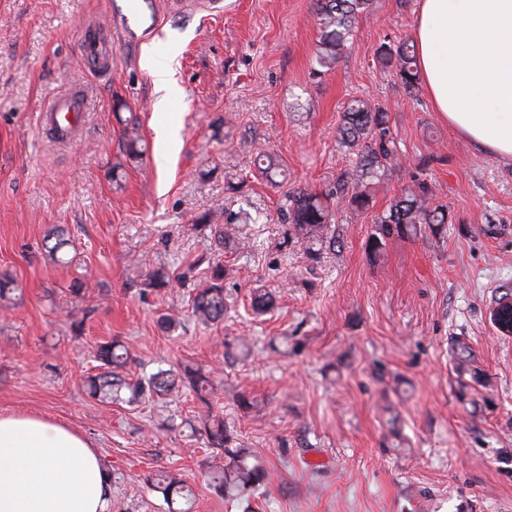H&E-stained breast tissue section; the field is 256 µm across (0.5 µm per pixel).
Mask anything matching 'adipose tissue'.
<instances>
[{
    "label": "adipose tissue",
    "mask_w": 512,
    "mask_h": 512,
    "mask_svg": "<svg viewBox=\"0 0 512 512\" xmlns=\"http://www.w3.org/2000/svg\"><path fill=\"white\" fill-rule=\"evenodd\" d=\"M435 112L482 152L512 160V0H420L413 30ZM110 473L80 433L0 413V512H108Z\"/></svg>",
    "instance_id": "ef3b65f1"
}]
</instances>
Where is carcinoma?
Here are the masks:
<instances>
[{"instance_id": "obj_1", "label": "carcinoma", "mask_w": 512, "mask_h": 512, "mask_svg": "<svg viewBox=\"0 0 512 512\" xmlns=\"http://www.w3.org/2000/svg\"><path fill=\"white\" fill-rule=\"evenodd\" d=\"M320 39L316 49L315 64L329 70L336 63L340 52L351 37L355 20L369 8L370 0H317ZM378 62L395 68L397 78L409 91L418 86L419 68L414 45L402 42L397 45L381 44L376 50ZM343 144L357 150L358 161L354 168L345 171L336 181L335 194L348 198L354 210L370 208L373 197L369 182L377 177L397 153L388 113L371 106L363 99L352 100L344 114L339 132ZM414 186L395 198L388 210L376 221L375 233L369 242L370 255L379 258L386 241L393 238L416 237L428 229L434 234L446 230L448 206L435 204L433 193L427 182L413 180ZM332 211L327 195L298 188L289 192L286 199L284 219L289 224L282 246L293 239L306 238L312 245H321L328 239ZM213 215L205 214L195 228L210 231L216 245L222 246L228 238L224 225L212 223ZM69 245L65 229L55 228L46 235L43 248L46 255L57 264H68L66 247ZM192 315L204 324H215L224 320V266H209L207 284L195 289L191 304ZM491 320L499 332L512 335V297L503 296L491 311ZM97 361L102 371L85 380L88 395L103 404L121 399V392L129 390L131 399L149 397L152 394L174 393L182 388L192 390L196 398L209 406L213 389L209 374L200 369L187 367L179 372L160 370L147 378L129 384L122 376L130 353L118 341L98 346ZM200 433L209 447L223 455L222 463L208 471L209 486L229 500L242 499L262 485L266 479L265 469L257 463L254 452L237 442L234 431L224 425V419L208 411L201 415ZM145 483L162 493L164 501L170 502L175 495L188 496L186 485L169 472L155 470L145 475Z\"/></svg>"}]
</instances>
